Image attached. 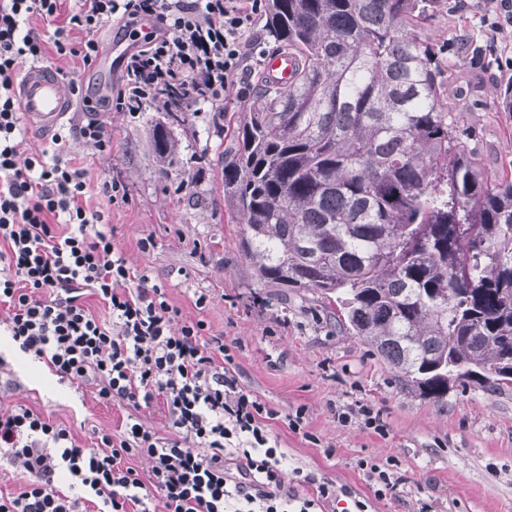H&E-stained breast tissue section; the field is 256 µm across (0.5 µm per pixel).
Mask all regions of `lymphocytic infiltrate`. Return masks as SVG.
Segmentation results:
<instances>
[{"label":"lymphocytic infiltrate","mask_w":512,"mask_h":512,"mask_svg":"<svg viewBox=\"0 0 512 512\" xmlns=\"http://www.w3.org/2000/svg\"><path fill=\"white\" fill-rule=\"evenodd\" d=\"M77 2L70 22L86 38L76 48L54 24L58 0H0V322L23 353L60 380L92 387L100 401L162 407L172 434L158 436L134 413L90 448L30 407L0 410V451L27 477L19 494L0 493V512H129L152 500L162 512H319L339 490L323 482L301 492L271 435L280 422L319 444L306 407L284 415L241 386L235 344L209 335L205 320L181 319L166 289L148 285L101 231L105 213L84 200L83 168L57 151L20 150L15 84L56 55L92 64L106 22L135 44L119 59L111 109L220 112L228 99L246 100L262 0ZM92 296L111 323L91 312ZM333 415L339 426L389 435L370 405L337 406Z\"/></svg>","instance_id":"lymphocytic-infiltrate-1"}]
</instances>
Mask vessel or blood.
Segmentation results:
<instances>
[{
	"mask_svg": "<svg viewBox=\"0 0 512 512\" xmlns=\"http://www.w3.org/2000/svg\"><path fill=\"white\" fill-rule=\"evenodd\" d=\"M268 76L279 86H287L294 68L291 54L282 52L266 59ZM16 96L20 110L31 124L54 129L73 110V102L55 70L43 64L31 66L22 76Z\"/></svg>",
	"mask_w": 512,
	"mask_h": 512,
	"instance_id": "1",
	"label": "vessel or blood"
}]
</instances>
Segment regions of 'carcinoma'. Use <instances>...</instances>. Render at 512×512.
I'll return each mask as SVG.
<instances>
[{
  "label": "carcinoma",
  "instance_id": "1",
  "mask_svg": "<svg viewBox=\"0 0 512 512\" xmlns=\"http://www.w3.org/2000/svg\"><path fill=\"white\" fill-rule=\"evenodd\" d=\"M437 0H268L295 59L259 75L224 164L257 280L336 306L407 389L512 387V176L485 175L435 44ZM158 162L178 142L152 131ZM268 76L281 87L288 86L294 59L288 52H280L275 58L268 57L265 61Z\"/></svg>",
  "mask_w": 512,
  "mask_h": 512
}]
</instances>
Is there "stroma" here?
Here are the masks:
<instances>
[{
  "mask_svg": "<svg viewBox=\"0 0 512 512\" xmlns=\"http://www.w3.org/2000/svg\"><path fill=\"white\" fill-rule=\"evenodd\" d=\"M488 0H438L420 38L443 45L448 100L466 106L464 126L484 171L512 166V112L499 93L512 82V38L487 20ZM105 122L112 152L100 157L70 138L89 119ZM242 104L220 112H189L170 123L166 110L87 112L76 105L58 126L63 153L86 171L89 207L104 210L108 228L130 264L150 283L164 286L186 319H203L209 332L241 345L240 383L281 413L306 406L307 423L320 445L278 424L273 432L288 450L289 468L347 488L368 512H417L419 499L434 512H512V390L491 393L455 388L436 404L404 390L391 370L357 337L340 331L315 294L257 282L239 248L242 227L224 199L222 170L235 146L233 130ZM169 124L179 143L173 164L157 163L150 141L155 123ZM118 181L127 201L111 204L99 187ZM156 242L140 252L145 236ZM209 304L197 310L194 296ZM0 409L24 404L65 425L82 444L95 432L119 430L129 409L100 402L91 388L59 381L43 363L26 368L12 349L0 350ZM371 403L389 426L388 438L371 436L334 421L331 405ZM335 448L326 456L323 445ZM397 457L401 484L375 497L357 458Z\"/></svg>",
  "mask_w": 512,
  "mask_h": 512,
  "instance_id": "35a3bbf8",
  "label": "stroma"
}]
</instances>
